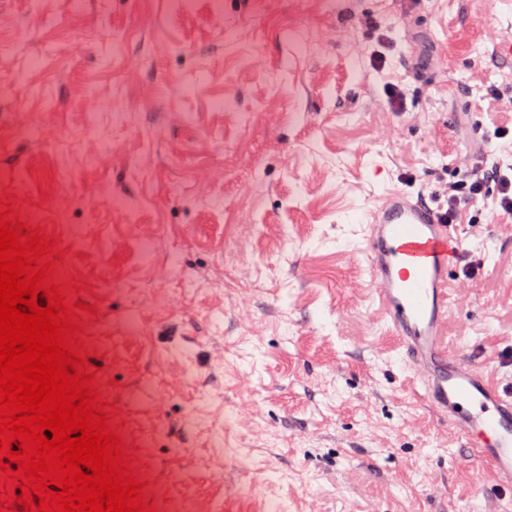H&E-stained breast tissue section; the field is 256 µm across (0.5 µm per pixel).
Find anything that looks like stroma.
Here are the masks:
<instances>
[{
    "label": "stroma",
    "mask_w": 512,
    "mask_h": 512,
    "mask_svg": "<svg viewBox=\"0 0 512 512\" xmlns=\"http://www.w3.org/2000/svg\"><path fill=\"white\" fill-rule=\"evenodd\" d=\"M508 46L512 0H0V194L97 308L151 485L197 512H512L403 368L364 252L388 190L512 166ZM496 212L462 225L448 339L512 386Z\"/></svg>",
    "instance_id": "1"
}]
</instances>
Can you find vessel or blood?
<instances>
[{"label":"vessel or blood","mask_w":512,"mask_h":512,"mask_svg":"<svg viewBox=\"0 0 512 512\" xmlns=\"http://www.w3.org/2000/svg\"><path fill=\"white\" fill-rule=\"evenodd\" d=\"M366 222L374 301L399 339L405 369L421 382L425 402L476 449L501 493H512V390L448 346V274L459 255L458 225L399 188L368 211Z\"/></svg>","instance_id":"vessel-or-blood-1"}]
</instances>
